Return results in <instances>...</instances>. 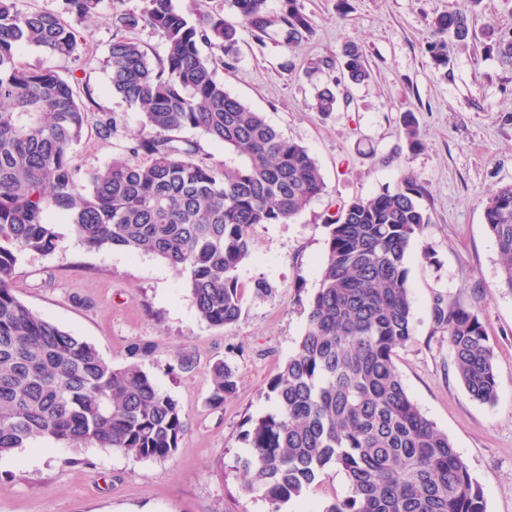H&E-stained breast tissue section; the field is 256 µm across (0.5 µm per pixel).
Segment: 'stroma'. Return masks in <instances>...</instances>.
Segmentation results:
<instances>
[{"mask_svg": "<svg viewBox=\"0 0 512 512\" xmlns=\"http://www.w3.org/2000/svg\"><path fill=\"white\" fill-rule=\"evenodd\" d=\"M311 31L298 45L258 39L240 25L237 58L218 70L224 88L316 160L323 193L285 224L254 230L257 248L239 270L243 312L227 328L202 323L185 280L151 255L90 250L62 227L57 250L24 255L16 266L17 296L32 310L93 343L113 366L129 361L133 343H147L140 363L180 405L187 431L174 458L139 460L104 448L35 443L0 457V512H272L261 492L246 491L241 459L249 456V420L274 408L267 383L295 350L308 306L320 286L327 226L344 203L396 191L405 175L424 189L431 217L407 259L413 339L397 351L410 397L446 432L479 482L486 512H512V293L500 288L497 246L483 219L486 198L512 184V70L489 51L484 32L512 27V0H481L476 34L454 50L446 71L426 51L432 19L455 0H295ZM145 0H103L100 15L79 23L87 35L76 55L61 59L20 51L33 68L79 80L89 125L75 148L88 172L121 156L141 128L142 112L110 89L112 20L139 14ZM364 53L371 71L361 84L340 82L345 47ZM337 84L343 101L314 108L317 89ZM117 122L99 139V112ZM418 122L420 147L403 136V117ZM270 291L259 296L256 281ZM470 307L485 326L498 381L496 402L473 399L460 383L446 334L430 311L437 297ZM189 355L191 369L177 366ZM225 362L239 377L221 406L209 402L210 370ZM349 486L328 470L286 512H323Z\"/></svg>", "mask_w": 512, "mask_h": 512, "instance_id": "obj_1", "label": "stroma"}]
</instances>
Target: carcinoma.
Returning a JSON list of instances; mask_svg holds the SVG:
<instances>
[{"label": "carcinoma", "instance_id": "cac0c4a2", "mask_svg": "<svg viewBox=\"0 0 512 512\" xmlns=\"http://www.w3.org/2000/svg\"><path fill=\"white\" fill-rule=\"evenodd\" d=\"M101 0H63L64 13L24 11L0 0V456L31 443L96 445L137 459L165 460L179 448L187 422L168 393L135 361L114 367L92 343L31 310L13 279L24 254H52L62 216L89 249L153 255L187 280L200 321L225 328L242 314L237 271L255 250L254 228L286 224L322 192L324 181L307 149L286 139L260 112L224 89L220 68L233 66L238 25L172 0H146L142 14L115 19L109 48L112 93L143 112L142 129L125 155L80 183L73 152L87 110L77 82L24 66L23 46L73 57L86 38L77 21L99 15ZM480 0H457L431 23L427 50L435 68L467 43ZM240 22L287 44L310 32L293 3L274 16L267 0H230ZM166 41L152 65L144 46L125 35L141 23ZM500 63L512 68V28L487 32ZM208 48L205 55L202 48ZM343 74L370 78L363 52H345ZM336 94L317 92L315 109L332 112ZM117 123L96 121L109 139ZM197 130L233 164L199 157ZM422 188L405 177L395 192L355 199L329 225L320 288L310 300L296 349L269 381L275 408L246 433L241 461L246 489L279 504L301 497L331 467L350 494L325 512H486L478 481L448 438L408 394L395 349L413 339V303L406 256L431 226ZM484 223L498 248L500 286L512 292V185L486 202ZM436 328L448 334L456 374L483 403L497 397L494 353L485 326L457 300L436 298ZM237 389L224 362L213 365L214 406Z\"/></svg>", "mask_w": 512, "mask_h": 512}]
</instances>
